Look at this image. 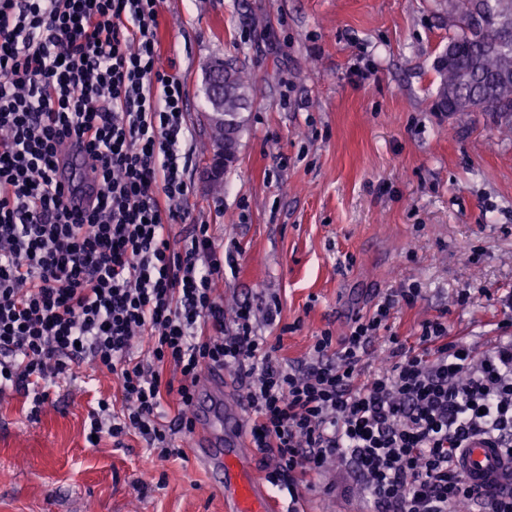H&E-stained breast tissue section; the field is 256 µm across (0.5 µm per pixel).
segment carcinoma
<instances>
[{"mask_svg": "<svg viewBox=\"0 0 512 512\" xmlns=\"http://www.w3.org/2000/svg\"><path fill=\"white\" fill-rule=\"evenodd\" d=\"M459 33L448 41L453 64L436 62L439 78L435 105L442 112H470L471 102L491 104L499 127L512 135V31L501 18H512V0H448ZM252 86L239 71H229L224 84V111L237 113L230 148L234 149L244 126Z\"/></svg>", "mask_w": 512, "mask_h": 512, "instance_id": "1", "label": "carcinoma"}]
</instances>
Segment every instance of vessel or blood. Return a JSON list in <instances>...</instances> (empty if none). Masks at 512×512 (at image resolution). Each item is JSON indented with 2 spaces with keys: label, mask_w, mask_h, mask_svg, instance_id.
<instances>
[{
  "label": "vessel or blood",
  "mask_w": 512,
  "mask_h": 512,
  "mask_svg": "<svg viewBox=\"0 0 512 512\" xmlns=\"http://www.w3.org/2000/svg\"><path fill=\"white\" fill-rule=\"evenodd\" d=\"M60 162L83 167L89 185L97 174L90 168L82 143L70 140ZM197 437L194 454L205 467L213 484L224 491V512H279L280 505L264 484L251 475L249 441L243 433V417L238 408L224 405V375L211 372L197 387L193 403ZM458 467L479 492L483 502L512 492V458L489 441L477 438L464 449Z\"/></svg>",
  "instance_id": "vessel-or-blood-1"
}]
</instances>
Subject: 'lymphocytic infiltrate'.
Returning <instances> with one entry per match:
<instances>
[{
  "label": "lymphocytic infiltrate",
  "mask_w": 512,
  "mask_h": 512,
  "mask_svg": "<svg viewBox=\"0 0 512 512\" xmlns=\"http://www.w3.org/2000/svg\"><path fill=\"white\" fill-rule=\"evenodd\" d=\"M162 2L0 0V392L38 407L80 365L111 373L122 408L98 400L90 433L117 449L141 437L166 461L184 454L174 439L193 429L202 372L229 369L250 442L272 457L269 485L297 494L337 461L377 512H472L460 450L482 436L512 455V322L480 347L438 319L412 346L381 336L395 305L420 298L411 284L291 361L257 327L278 304L227 315L216 284L237 251L187 222L193 142L184 83L159 48ZM69 137L99 173L80 213L66 203L79 176L57 179Z\"/></svg>",
  "instance_id": "lymphocytic-infiltrate-1"
}]
</instances>
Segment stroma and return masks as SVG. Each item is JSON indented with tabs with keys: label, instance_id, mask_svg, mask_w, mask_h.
I'll return each mask as SVG.
<instances>
[{
	"label": "stroma",
	"instance_id": "1",
	"mask_svg": "<svg viewBox=\"0 0 512 512\" xmlns=\"http://www.w3.org/2000/svg\"><path fill=\"white\" fill-rule=\"evenodd\" d=\"M454 32L446 0H165L161 50L196 146L187 208L238 247L219 283L226 311L278 297L279 324L259 330L282 336L288 359L348 334L404 283L422 295L392 310L388 332L410 341L439 317L478 344L512 317L499 301L512 291V139L486 113L435 110L434 65ZM215 57L253 84L218 192L200 151ZM100 398L120 404L112 375L50 385L37 410L0 394V512H224L192 457L157 461L136 438L91 445ZM299 497L308 512H374L340 465Z\"/></svg>",
	"mask_w": 512,
	"mask_h": 512
}]
</instances>
